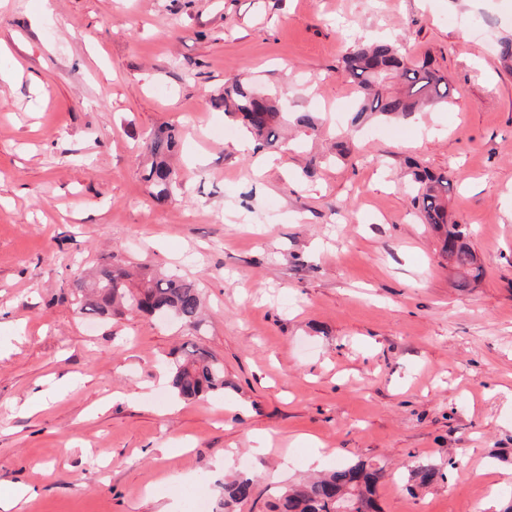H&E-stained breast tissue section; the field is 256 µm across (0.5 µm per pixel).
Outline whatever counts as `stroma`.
I'll use <instances>...</instances> for the list:
<instances>
[{
	"instance_id": "stroma-1",
	"label": "stroma",
	"mask_w": 512,
	"mask_h": 512,
	"mask_svg": "<svg viewBox=\"0 0 512 512\" xmlns=\"http://www.w3.org/2000/svg\"><path fill=\"white\" fill-rule=\"evenodd\" d=\"M376 37L430 56L448 106L350 131L342 58ZM508 37L512 0H0V492L29 488L19 512H187L189 488L217 512L246 461L237 512H272L318 446L322 470L380 469L382 512L511 506L512 69L486 54ZM233 79L315 129L238 151ZM161 128L180 188L158 203ZM412 162L452 182L476 286H452ZM109 261L194 281L201 331L82 315L75 282ZM192 342L226 386L185 401L166 364ZM421 463L450 475L413 488ZM177 141L174 134L158 131L150 141L151 161L146 164L143 180L147 183L149 196L157 201H164L178 190V180L169 163ZM258 476L257 470L254 469L242 473L231 483H225L224 499L220 504L222 512H235V504L249 499Z\"/></svg>"
}]
</instances>
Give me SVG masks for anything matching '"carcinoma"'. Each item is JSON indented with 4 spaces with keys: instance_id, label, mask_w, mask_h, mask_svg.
I'll use <instances>...</instances> for the list:
<instances>
[{
    "instance_id": "carcinoma-1",
    "label": "carcinoma",
    "mask_w": 512,
    "mask_h": 512,
    "mask_svg": "<svg viewBox=\"0 0 512 512\" xmlns=\"http://www.w3.org/2000/svg\"><path fill=\"white\" fill-rule=\"evenodd\" d=\"M343 69L360 89L356 120L366 114L407 117L416 112L445 106L451 95L448 80L432 67L428 58L407 59L393 44L353 43L342 60ZM224 112L240 117L255 138L267 146L281 138L286 113L278 105L258 96L251 87L234 81L224 85ZM177 146L175 135L159 131L150 141L151 161L143 180L149 196L164 201L178 190V180L169 163ZM417 184L413 204L423 223L442 237V253L462 271L457 287L466 288L483 275L482 265L468 243L469 231L448 208L452 191L448 177L427 169L412 172ZM80 313L92 318L109 319L122 310H138L153 317H171L184 326L198 329L203 322L199 287L179 277L144 273L133 281L122 266L100 265L93 281L78 279ZM172 392L189 401L204 398L224 389V365L209 351L194 344L182 348L168 371ZM257 470L239 475L224 484L222 512H235L234 505L252 495ZM380 472L364 465L338 468L320 477L290 487L273 505L277 512H381L377 500ZM443 478L434 466L419 464L411 479L417 487H427Z\"/></svg>"
}]
</instances>
